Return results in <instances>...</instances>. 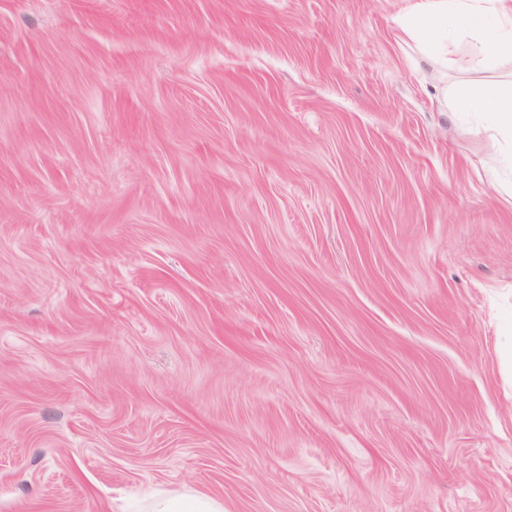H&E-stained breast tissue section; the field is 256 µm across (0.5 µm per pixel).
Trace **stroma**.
Here are the masks:
<instances>
[{"label":"stroma","instance_id":"35a3bbf8","mask_svg":"<svg viewBox=\"0 0 512 512\" xmlns=\"http://www.w3.org/2000/svg\"><path fill=\"white\" fill-rule=\"evenodd\" d=\"M407 0H0V512H512V197ZM140 512H224V499L201 493L193 488L158 493L143 504Z\"/></svg>","mask_w":512,"mask_h":512}]
</instances>
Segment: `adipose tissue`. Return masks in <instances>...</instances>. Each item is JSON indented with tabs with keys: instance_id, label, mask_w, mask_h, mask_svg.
<instances>
[{
	"instance_id": "obj_1",
	"label": "adipose tissue",
	"mask_w": 512,
	"mask_h": 512,
	"mask_svg": "<svg viewBox=\"0 0 512 512\" xmlns=\"http://www.w3.org/2000/svg\"><path fill=\"white\" fill-rule=\"evenodd\" d=\"M402 30L441 67L474 73V80L455 87L453 98L460 111L475 113L492 131L505 173L500 187L512 193V81L495 77L512 61V0H411ZM461 34L470 38L474 49L467 57L450 58V48ZM140 512H224V501L185 488L158 493Z\"/></svg>"
}]
</instances>
